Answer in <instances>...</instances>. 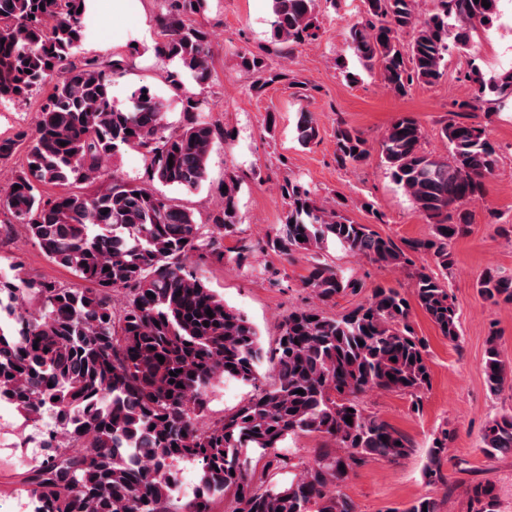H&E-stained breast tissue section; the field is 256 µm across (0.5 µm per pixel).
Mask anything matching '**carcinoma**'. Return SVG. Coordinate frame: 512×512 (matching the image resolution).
<instances>
[{
    "mask_svg": "<svg viewBox=\"0 0 512 512\" xmlns=\"http://www.w3.org/2000/svg\"><path fill=\"white\" fill-rule=\"evenodd\" d=\"M166 2L154 52L181 64L166 80L181 88L185 70L205 87L214 78L211 40L188 17L201 12L206 0ZM415 2L365 0L362 21L350 29L355 53L379 67L385 87L396 95L416 82H438L450 51L468 47L470 32L492 19L499 6V0H487L488 8L480 0H438L437 11L421 18ZM81 7L86 0H0V102L50 87L35 128L20 135L27 142L25 162L0 186V210L25 225L49 259L86 283L71 288L0 278V318L8 319L7 329H0V402L29 418L40 445L36 460L21 473L26 508L212 512L229 493L233 512H355L340 491L349 474L374 459L411 451L401 433L366 412L363 396L407 394L417 408L430 385L427 345L410 321L413 308L449 343L460 342L448 282L454 266L450 244L467 232V205L481 197L499 159L486 128L461 117L487 92L500 102L512 99V71L488 84L476 70L468 76L477 89L452 103L451 118L441 127L446 157L424 150L423 130L407 113L383 133L381 154L391 179L431 224L425 238L399 245L352 221L344 213L346 203L328 206L303 185L283 179L286 216L266 247L288 259L311 255L302 287L319 302L364 287L323 257L330 243L406 273L411 288L406 293L377 285L365 302L336 316L317 305L295 307L268 351L243 313L186 271L193 255L224 259V239L236 236L240 224L239 180L224 179L227 190L208 231L151 185L197 190L224 130L201 118L204 100L193 95L181 99L183 120L175 130L165 121L166 103L147 88L133 91L130 105L117 107L112 87L126 70V58L79 56L85 39ZM315 8L316 0H272V39L281 57L317 39ZM403 32L412 33L406 46L399 41ZM237 66L255 77L256 91L287 77L250 51L238 54ZM296 134L303 145L318 137L312 113L299 114ZM125 148L143 150L149 182L133 184L113 175L91 195L66 190L95 182L104 162ZM369 154L357 130L337 125L339 165L358 164ZM47 186L62 191L49 194ZM423 256L439 272L417 264ZM478 288L492 305L512 303V275L489 268ZM114 289L127 291L118 313L112 308ZM31 299L37 302L34 311ZM499 339L490 329L484 372L494 395L512 391V370L501 360ZM266 361L277 374L268 387L261 382ZM226 382L250 386L253 393L222 421L201 426L209 394ZM302 434H316L332 447L319 449L313 463L287 484L257 483L252 454L266 460L267 469H284L288 462L280 448ZM450 439L446 428L433 434L424 466L427 481L445 488L442 461ZM481 440L489 457L512 455V415L488 422ZM182 463L198 474L190 498L177 478ZM468 498V512H498L489 483L472 485ZM180 501L178 511L173 505ZM389 512H440V504L422 496Z\"/></svg>",
    "mask_w": 512,
    "mask_h": 512,
    "instance_id": "1",
    "label": "carcinoma"
}]
</instances>
